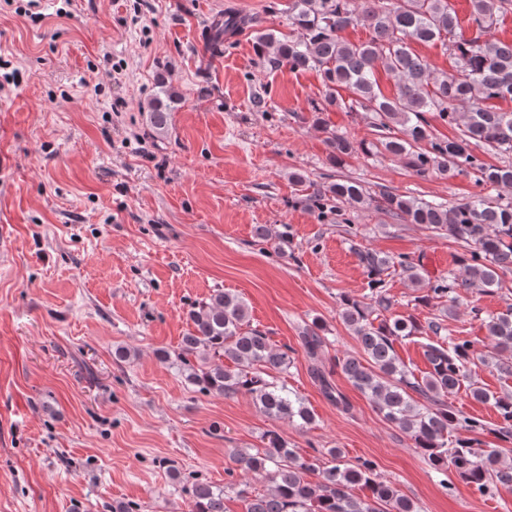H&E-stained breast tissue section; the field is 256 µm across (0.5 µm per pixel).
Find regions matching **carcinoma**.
I'll return each mask as SVG.
<instances>
[{
	"mask_svg": "<svg viewBox=\"0 0 512 512\" xmlns=\"http://www.w3.org/2000/svg\"><path fill=\"white\" fill-rule=\"evenodd\" d=\"M470 2L472 38L459 32L457 14L448 0H288L282 12L290 32L268 29L257 36L256 49L260 55L273 52L275 67L320 72L324 91L310 104L313 122L324 124L321 114L333 108L373 114L375 127L382 133L376 144L329 131L332 163L376 150L403 161L420 176L472 170L478 173L480 184L511 189L512 163L489 166L474 149L487 146L512 156V112H502L492 104L512 99V41L492 36L498 17L512 9V0ZM354 25L368 30L367 40L350 43L340 36ZM206 39L215 51L224 45V17L211 23ZM415 42L441 43L453 59L454 70L434 74L413 51ZM380 67L397 82V92L391 97L379 87L376 70ZM157 87L147 112L151 129L162 134L180 97L161 77ZM341 88L350 92L349 98L342 97ZM429 112L438 113L448 125L459 126V134L448 139L433 136L426 117ZM423 142L428 147H421ZM306 201L321 215L336 210L345 224L349 219L330 202L355 209L374 203L393 217L404 216L412 224L444 230L448 238L463 244L466 254L460 275L436 282L426 279L406 258L395 262L376 251L355 250L369 277L373 302L345 297L339 317L353 330L362 355L338 357L329 370L314 366L311 376L324 397L339 406L345 399L331 376L340 371L385 420L410 437L432 469L443 476V487H448L451 471L482 496L511 490L512 462L503 458V449L482 447L479 436L487 431L484 422L448 405L447 397L465 384L472 398L492 402L499 419L494 433L511 442L512 392L493 394L472 380L467 370L473 356L468 340L426 344L424 356L430 371L417 378L399 360L394 344L427 332L437 336L441 324L430 320L423 325L410 314L378 321L375 314L391 309V300L383 293L384 278L396 268L414 287L427 289L423 301L431 294L448 299L450 316L455 313V289L487 290L499 285L501 276L512 272V199L492 201L477 195L448 204L393 192H382L375 199L361 183L338 180L314 188ZM188 319L192 329L182 337L175 364L189 385L204 394L231 397L245 393L273 421L288 419L302 427L312 424L313 414L302 397L276 377L288 370L295 350L273 344L264 331L251 325L242 298L216 289L188 310ZM486 329L496 370L512 376V361L500 358L504 352L512 354V305L490 317ZM322 331V321L315 319L302 332V347L311 358L325 344ZM458 429L474 437L455 440L453 433ZM263 443L262 448L237 451L233 462L246 474H265L266 491L253 493L246 483L193 482L187 487L190 512H228L225 500L230 493L245 503V512H420L396 486L377 478L371 459L347 460L339 448L326 449L330 457L326 463L305 459L274 428L265 432ZM311 475L315 479H309ZM359 487L368 494H355Z\"/></svg>",
	"mask_w": 512,
	"mask_h": 512,
	"instance_id": "1",
	"label": "carcinoma"
}]
</instances>
